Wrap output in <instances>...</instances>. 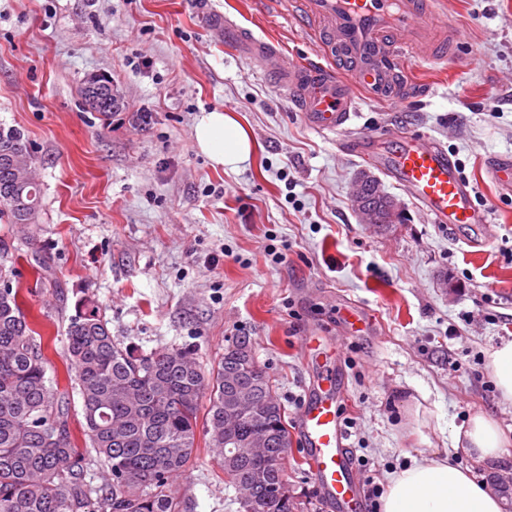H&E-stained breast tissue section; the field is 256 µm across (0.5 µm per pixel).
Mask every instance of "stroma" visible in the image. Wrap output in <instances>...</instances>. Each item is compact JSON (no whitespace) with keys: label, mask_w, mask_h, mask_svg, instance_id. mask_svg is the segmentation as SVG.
Segmentation results:
<instances>
[{"label":"stroma","mask_w":512,"mask_h":512,"mask_svg":"<svg viewBox=\"0 0 512 512\" xmlns=\"http://www.w3.org/2000/svg\"><path fill=\"white\" fill-rule=\"evenodd\" d=\"M458 33L440 64L414 63L419 92L396 104L364 102L355 132L412 131L444 147L490 210L494 234L433 224L391 178L403 223L377 232L351 201L370 166L301 119L272 73L224 49L204 13L229 15L277 40L286 58L316 54L299 25L251 0H0V125L19 128L37 156L42 206L34 240L0 223V256L15 261L27 310L51 341L68 386L69 319L83 300L101 308L113 337L143 353L194 345L202 370L244 336L296 422L308 388L334 372L351 459L376 488L422 453L470 467L512 512V403L487 352L512 341V192L490 166L512 156V0H440ZM92 75L112 79L122 107L109 116L81 97ZM233 115L252 141L238 169L212 164L197 122ZM150 122H142L141 113ZM50 258L36 279L32 254ZM369 310L370 331L348 334L339 311ZM321 337L318 352L304 338ZM433 415L428 442L415 403ZM492 414L507 446L481 463L453 448L452 432ZM288 485L300 512H330L292 434ZM369 493V512L378 497ZM171 493L178 512H238L212 448L199 445Z\"/></svg>","instance_id":"1"}]
</instances>
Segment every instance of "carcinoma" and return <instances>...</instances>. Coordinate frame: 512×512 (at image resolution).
<instances>
[{"label":"carcinoma","mask_w":512,"mask_h":512,"mask_svg":"<svg viewBox=\"0 0 512 512\" xmlns=\"http://www.w3.org/2000/svg\"><path fill=\"white\" fill-rule=\"evenodd\" d=\"M15 156L0 166V218L25 239L41 207L35 152L23 134L0 126V151ZM32 192L16 207L15 185ZM17 274L0 265V512H177L172 481L197 450V431L208 436L224 484L237 491L238 512H298L288 487L290 445L286 410L269 375L244 339L228 345L211 371L185 346L138 355L113 337L98 305L85 300L70 318L65 364L81 398L86 450L69 426V402L46 377L42 336L24 309ZM246 391L252 409L239 416L235 450L224 444L228 397ZM209 407L199 419V399ZM263 448H249L254 435ZM105 483L86 481L93 464Z\"/></svg>","instance_id":"1"}]
</instances>
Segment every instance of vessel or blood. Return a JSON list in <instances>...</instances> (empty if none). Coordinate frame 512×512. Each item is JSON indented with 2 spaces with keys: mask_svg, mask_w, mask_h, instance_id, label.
Here are the masks:
<instances>
[{
  "mask_svg": "<svg viewBox=\"0 0 512 512\" xmlns=\"http://www.w3.org/2000/svg\"><path fill=\"white\" fill-rule=\"evenodd\" d=\"M299 21L317 46L318 62L285 60L278 42L255 35L231 18L218 20L224 43L249 63L272 65L281 92L304 122L322 134L346 135L348 151L404 188L433 223L488 225L486 214L456 164L416 133L375 130L349 136L361 100L395 102L411 94L414 62L447 60L441 46L448 20L438 0H262ZM334 381L304 404L299 427L308 473L323 498L342 512H364Z\"/></svg>",
  "mask_w": 512,
  "mask_h": 512,
  "instance_id": "1",
  "label": "vessel or blood"
}]
</instances>
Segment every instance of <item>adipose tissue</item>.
<instances>
[{"mask_svg":"<svg viewBox=\"0 0 512 512\" xmlns=\"http://www.w3.org/2000/svg\"><path fill=\"white\" fill-rule=\"evenodd\" d=\"M195 141L215 164L231 169L251 154L249 133L230 115L206 114L195 127ZM454 447L482 461L500 457L504 436L497 419L489 413L471 416L453 435ZM380 512H502L500 498L478 483L471 472L451 457L423 454L393 473L380 500Z\"/></svg>","mask_w":512,"mask_h":512,"instance_id":"adipose-tissue-1","label":"adipose tissue"}]
</instances>
